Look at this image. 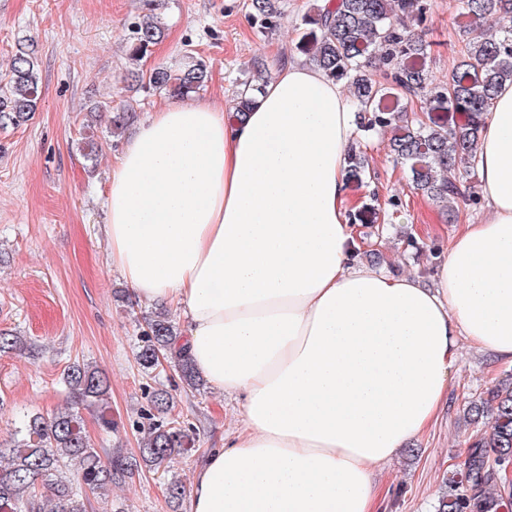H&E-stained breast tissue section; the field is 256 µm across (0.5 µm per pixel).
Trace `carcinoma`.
Returning a JSON list of instances; mask_svg holds the SVG:
<instances>
[{"label":"carcinoma","instance_id":"carcinoma-1","mask_svg":"<svg viewBox=\"0 0 512 512\" xmlns=\"http://www.w3.org/2000/svg\"><path fill=\"white\" fill-rule=\"evenodd\" d=\"M428 10L427 0H323L305 17L310 40L300 52L325 75L350 89L355 100L356 125L370 137L388 131L390 151L408 165L413 189L435 202L452 218L460 207L475 204L478 197L462 191L463 180L475 168L480 121L497 88L512 82V0H459L458 10L476 23H488L495 33L470 28L459 50L460 60L445 82L435 83L425 66L430 44L420 25ZM280 17L275 0H251L250 18L262 29L275 26ZM164 36V24L153 13L134 23L129 34L133 59L145 57ZM378 54L382 79L367 67L370 55ZM273 62L257 55L249 76L233 99V111L244 112L250 95L262 90ZM145 89L163 90L188 99L208 82L205 61L193 55L177 71L164 66L153 69L148 83L131 73ZM40 76L32 45L18 42L9 72L0 79V126L20 125L37 110ZM426 105L424 117L413 119L402 100ZM111 112L112 136L119 137L135 118L136 108L127 101L117 108L97 103L91 111ZM137 359L146 370L154 369L159 354L179 374L189 389L200 390L204 380L183 349L173 348L179 339L169 314L144 317ZM21 348V338L0 330V355ZM68 405L51 416L26 417L18 438L0 444V512H88V494L107 497L119 477H131L142 467L159 469L173 456L195 445L194 433L167 417L173 398L160 389L152 393V410L142 414L148 421L147 437L138 454L117 449L106 457L91 446L83 427L82 413L99 409L101 428L112 431V418L101 405L108 392L107 379L88 362H74L64 369ZM468 424L485 428L469 437L455 471L448 477L450 492L439 499L437 512H505L512 507V493H499L503 464L512 461V381L495 383L486 397L463 409Z\"/></svg>","mask_w":512,"mask_h":512}]
</instances>
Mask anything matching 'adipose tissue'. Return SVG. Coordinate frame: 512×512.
Segmentation results:
<instances>
[{"mask_svg": "<svg viewBox=\"0 0 512 512\" xmlns=\"http://www.w3.org/2000/svg\"><path fill=\"white\" fill-rule=\"evenodd\" d=\"M355 132L341 86L287 60L242 119L209 98L152 113L110 171L113 265L241 399L191 512H376L378 469L445 411L461 343L512 364V84L483 115L486 217L429 283L355 259Z\"/></svg>", "mask_w": 512, "mask_h": 512, "instance_id": "ef3b65f1", "label": "adipose tissue"}]
</instances>
